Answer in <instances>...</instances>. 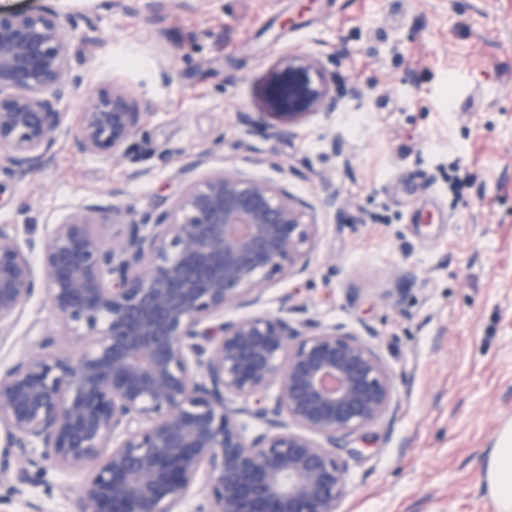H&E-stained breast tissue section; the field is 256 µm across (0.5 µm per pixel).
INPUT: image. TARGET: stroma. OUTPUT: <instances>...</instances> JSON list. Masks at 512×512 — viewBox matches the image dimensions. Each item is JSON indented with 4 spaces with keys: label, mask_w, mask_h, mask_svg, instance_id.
<instances>
[{
    "label": "stroma",
    "mask_w": 512,
    "mask_h": 512,
    "mask_svg": "<svg viewBox=\"0 0 512 512\" xmlns=\"http://www.w3.org/2000/svg\"><path fill=\"white\" fill-rule=\"evenodd\" d=\"M95 12L75 34L76 89L53 162L0 178V224L45 237L93 197L134 213L181 191V158L271 179L316 225L310 269L267 286L259 313L378 334L395 416L355 436L339 512H496L482 467L512 425V0H57ZM291 53L327 71L340 109L271 138V95ZM358 87L360 103L346 102ZM123 88L149 101L128 160L71 151L89 99ZM253 117L240 122V113ZM273 156L282 165H263ZM469 175L464 201L448 165ZM124 188L121 197L113 186ZM337 196L326 210L323 198ZM58 324L44 296L0 342V366L25 355L29 324ZM83 476L49 470L29 487L45 512H76Z\"/></svg>",
    "instance_id": "stroma-1"
}]
</instances>
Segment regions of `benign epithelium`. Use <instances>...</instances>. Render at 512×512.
<instances>
[{"instance_id": "7a95c632", "label": "benign epithelium", "mask_w": 512, "mask_h": 512, "mask_svg": "<svg viewBox=\"0 0 512 512\" xmlns=\"http://www.w3.org/2000/svg\"><path fill=\"white\" fill-rule=\"evenodd\" d=\"M79 29L91 37L97 16L51 3L0 13V172L22 178L52 162ZM280 66L274 138L338 108L311 57ZM148 107L121 89L89 100L72 149L122 158ZM208 162L181 160V194L139 215L87 200L23 245L16 225L0 224V339L42 289L79 344L65 354L44 331L0 369V512L21 497L26 512H43L27 489L50 467L87 471L78 512H182L189 499L195 512H338L349 495L340 451L397 412L392 375L342 327L224 320L282 272L307 273L314 224L272 181L200 174ZM247 418L264 431L247 438Z\"/></svg>"}]
</instances>
